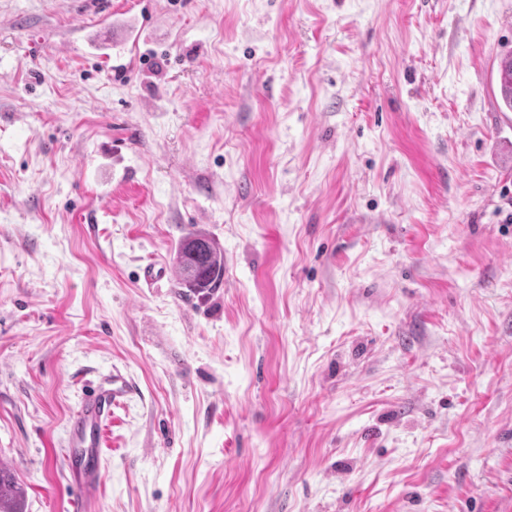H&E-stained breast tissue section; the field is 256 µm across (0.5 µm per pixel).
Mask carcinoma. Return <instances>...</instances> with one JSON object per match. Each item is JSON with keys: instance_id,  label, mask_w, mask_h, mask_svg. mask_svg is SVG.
I'll list each match as a JSON object with an SVG mask.
<instances>
[{"instance_id": "obj_1", "label": "carcinoma", "mask_w": 512, "mask_h": 512, "mask_svg": "<svg viewBox=\"0 0 512 512\" xmlns=\"http://www.w3.org/2000/svg\"><path fill=\"white\" fill-rule=\"evenodd\" d=\"M501 97L506 109L512 110V53L505 54L498 67ZM175 262L180 285L198 294L219 287L224 278V254L208 236L190 232L179 243ZM21 488L14 477L0 468V512H22L18 508Z\"/></svg>"}]
</instances>
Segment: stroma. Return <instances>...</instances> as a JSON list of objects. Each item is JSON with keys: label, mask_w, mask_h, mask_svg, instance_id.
<instances>
[{"label": "stroma", "mask_w": 512, "mask_h": 512, "mask_svg": "<svg viewBox=\"0 0 512 512\" xmlns=\"http://www.w3.org/2000/svg\"><path fill=\"white\" fill-rule=\"evenodd\" d=\"M0 0V466L73 512H512V0ZM139 54L115 72L109 56ZM224 252L201 295L188 232ZM501 97L506 109L512 110V53L505 54L498 67ZM175 262L180 285L198 294L218 288L224 278V254L208 236L190 232L179 243ZM130 392V382L120 372H112L109 381L87 389L69 418L68 445L92 463L70 468V486L76 493L77 512L94 510V494L104 480L99 465L103 433L112 420V408L119 405Z\"/></svg>", "instance_id": "35a3bbf8"}]
</instances>
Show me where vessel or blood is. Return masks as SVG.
Segmentation results:
<instances>
[{
	"label": "vessel or blood",
	"mask_w": 512,
	"mask_h": 512,
	"mask_svg": "<svg viewBox=\"0 0 512 512\" xmlns=\"http://www.w3.org/2000/svg\"><path fill=\"white\" fill-rule=\"evenodd\" d=\"M130 392V383L120 372L109 381L87 389L69 418L68 445L72 452L86 457L82 466L71 467L70 485L76 493V512H92L94 494L104 480L98 463L103 433L112 419V410Z\"/></svg>",
	"instance_id": "1"
}]
</instances>
